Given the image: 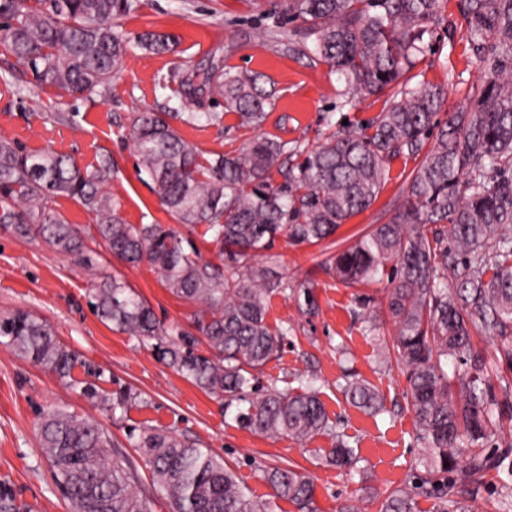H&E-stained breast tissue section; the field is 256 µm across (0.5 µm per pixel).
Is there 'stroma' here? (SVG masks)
I'll return each instance as SVG.
<instances>
[{
    "instance_id": "1",
    "label": "stroma",
    "mask_w": 512,
    "mask_h": 512,
    "mask_svg": "<svg viewBox=\"0 0 512 512\" xmlns=\"http://www.w3.org/2000/svg\"><path fill=\"white\" fill-rule=\"evenodd\" d=\"M443 22L429 49L408 75L413 83L443 88L447 102L440 120L459 109H473L484 85L486 65L465 40L466 22L458 0H443ZM129 32L161 30L179 43L173 52L150 55L130 47L119 75L101 93L76 99L64 91L36 85L28 70L0 47V140L24 150L51 149L75 157L80 165L112 155L118 167L106 186L129 224H165L192 239L204 260L219 262V248L203 226L175 223L152 191V181L138 167L130 142L121 138L135 113H173V126L203 154L234 153L255 136L309 150L334 131L363 126L387 106L384 95L344 106L346 87L327 64L310 62L294 51V27L274 9L273 0H143L123 21ZM260 74L273 91V104L259 128L242 127L211 94L185 97L186 79L201 81L210 64ZM221 113L219 122L189 121L193 112ZM420 156L400 155L375 202L351 217L336 234L318 244L278 237L273 247L241 263L287 283L285 292L267 297V321L289 333L278 358L254 369L260 386L299 392L300 379L312 378L337 433L356 448L357 473L327 462L329 436L299 442L243 429L222 402L196 387L160 360L152 343L102 322L87 300L99 285L116 278L146 300L164 326L190 328L193 308L165 288L149 263L132 266L107 253L95 240V216L71 200L55 197L48 208L78 225L89 239V267L81 268L49 248L37 235L22 237L0 226V312L24 310L47 321L57 338L104 370L106 392L126 387L135 404L110 413L89 403L78 390L0 345V484H8L24 512H69L56 489L38 443V420L51 407L97 419L110 433L149 490L151 474L129 436L132 429L159 427L202 443L223 457L239 481L260 500L270 488L264 469L295 466L314 480L317 512H338L347 503L360 512H380L391 490L410 483L419 456L407 381L396 361L380 356L382 342L396 328L386 315L387 281L353 286L338 282L330 260L374 224L387 223L407 204L411 176ZM313 305H306L305 295ZM363 380L384 401L372 413L351 405L342 388Z\"/></svg>"
}]
</instances>
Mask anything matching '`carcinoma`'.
I'll list each match as a JSON object with an SVG mask.
<instances>
[{"label":"carcinoma","mask_w":512,"mask_h":512,"mask_svg":"<svg viewBox=\"0 0 512 512\" xmlns=\"http://www.w3.org/2000/svg\"><path fill=\"white\" fill-rule=\"evenodd\" d=\"M444 0H285L284 14L312 62H324L357 95L391 91L389 105L366 128L333 132L297 163L288 143L257 137L238 154L206 158L171 125L168 112H139L127 137L153 192L180 224L203 225L219 255L236 263L272 247L284 233L299 243H319L376 200L389 160L434 144L408 187V206L376 224L336 254L333 269L344 284L376 279L391 268L388 314L397 327L386 355L407 371L409 404L422 448L424 473L415 488L439 500L438 512H471L468 495L491 473L512 468V441L485 451L512 421V386L493 393L492 365L512 369V0H459L465 38L488 63L476 109L437 115L442 90L401 80L424 53V38L440 24ZM141 0H0V44L28 69L36 84L91 97L118 73L131 43L162 55L177 44L171 33L130 34L120 21ZM224 98V110L241 126L260 127L272 94L257 75L219 67L204 72L201 86ZM284 182H271L273 170ZM116 171L112 156L80 167L53 150L27 153L0 140V224L27 237L35 232L74 263H88L78 227L46 206L63 196L95 214L96 234L107 251L132 265L157 268L165 288L199 306L193 331L164 327L152 309L114 279L90 296L105 322L143 341H156L168 366L235 409L242 427L267 436L306 441L333 435L317 392L261 391L252 370L278 356L288 333L267 322L266 299L285 289L263 269L240 274L202 258L190 240L163 224H127L103 190ZM480 326L497 343L489 363L473 348L471 328ZM0 339L21 357L80 390L104 399L97 381L104 370L61 343L48 324L25 311L0 314ZM211 350L196 353L199 343ZM453 375H448V364ZM84 368L85 379L72 372ZM348 400L375 409L378 395L362 381L347 384ZM137 399L115 392L109 409ZM39 445L56 488L71 512H152L138 493L136 476L115 442L96 420L65 409L44 412ZM151 472L152 486L170 512H271V501L315 512L312 478L290 465L263 471L270 500L250 496L224 461L200 443L150 429L136 442ZM466 464H458L462 455ZM354 450L335 438L328 460L354 463ZM411 489L392 490L380 512H413Z\"/></svg>","instance_id":"cac0c4a2"}]
</instances>
